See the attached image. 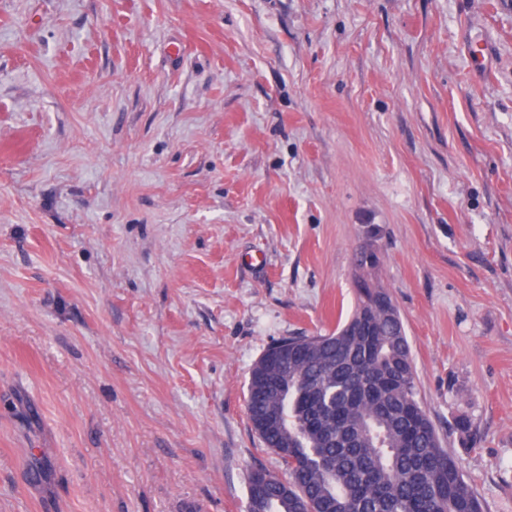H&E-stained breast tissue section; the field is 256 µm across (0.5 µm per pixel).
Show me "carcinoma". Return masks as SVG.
Segmentation results:
<instances>
[{
    "mask_svg": "<svg viewBox=\"0 0 512 512\" xmlns=\"http://www.w3.org/2000/svg\"><path fill=\"white\" fill-rule=\"evenodd\" d=\"M359 246L353 282L371 276ZM336 331L279 341L253 365L251 427L288 473L248 475L247 512H482L418 399L403 321L387 289L363 283Z\"/></svg>",
    "mask_w": 512,
    "mask_h": 512,
    "instance_id": "1",
    "label": "carcinoma"
}]
</instances>
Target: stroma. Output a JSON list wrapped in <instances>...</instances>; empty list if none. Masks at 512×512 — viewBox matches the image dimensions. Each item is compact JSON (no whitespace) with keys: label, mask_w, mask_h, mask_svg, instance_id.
Returning <instances> with one entry per match:
<instances>
[{"label":"stroma","mask_w":512,"mask_h":512,"mask_svg":"<svg viewBox=\"0 0 512 512\" xmlns=\"http://www.w3.org/2000/svg\"><path fill=\"white\" fill-rule=\"evenodd\" d=\"M370 224L512 512V0H0V512H246L250 371Z\"/></svg>","instance_id":"35a3bbf8"}]
</instances>
